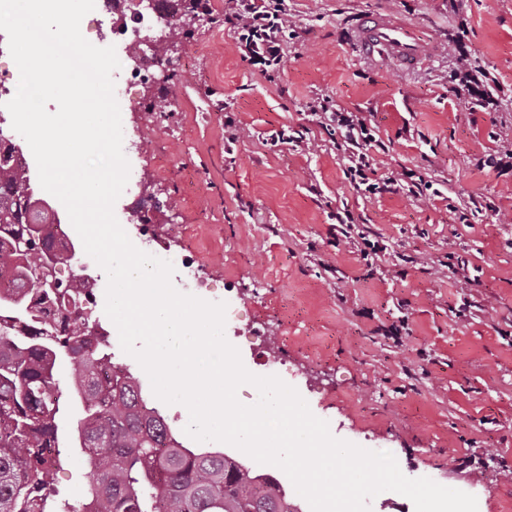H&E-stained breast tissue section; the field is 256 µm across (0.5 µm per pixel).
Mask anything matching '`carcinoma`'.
Wrapping results in <instances>:
<instances>
[{
	"mask_svg": "<svg viewBox=\"0 0 512 512\" xmlns=\"http://www.w3.org/2000/svg\"><path fill=\"white\" fill-rule=\"evenodd\" d=\"M25 172L0 151V278L13 292L0 299V512H87L55 484L76 450L92 469L102 512H292L267 477L222 453L182 447L143 394L135 376L112 361L107 339L92 346L86 322L71 316L90 279L75 276L53 292L38 270L42 247L21 253L28 220L53 217L29 210ZM74 366L75 392L55 379Z\"/></svg>",
	"mask_w": 512,
	"mask_h": 512,
	"instance_id": "1",
	"label": "carcinoma"
}]
</instances>
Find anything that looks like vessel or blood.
<instances>
[{"label": "vessel or blood", "instance_id": "1", "mask_svg": "<svg viewBox=\"0 0 512 512\" xmlns=\"http://www.w3.org/2000/svg\"><path fill=\"white\" fill-rule=\"evenodd\" d=\"M356 43L365 58L376 62L411 66L421 57L416 28L385 15L367 17L357 30Z\"/></svg>", "mask_w": 512, "mask_h": 512}]
</instances>
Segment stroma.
I'll return each mask as SVG.
<instances>
[{
	"label": "stroma",
	"instance_id": "stroma-1",
	"mask_svg": "<svg viewBox=\"0 0 512 512\" xmlns=\"http://www.w3.org/2000/svg\"><path fill=\"white\" fill-rule=\"evenodd\" d=\"M224 2L209 0L178 43L166 85L117 98L123 131L141 140L124 151L130 177L167 204L152 234L201 252L199 298L238 289L225 334L248 371L262 372L241 340L257 328L287 353L286 384L334 437L474 495L478 512H512V174L478 166L512 145V0H288L284 65L268 77L239 50ZM371 14L417 27L416 69L360 55L353 35ZM460 40L493 80L498 111L455 97ZM322 98L370 119L381 173L414 174L434 195L357 193L336 134L312 113ZM284 130L301 143H279ZM344 211L353 227L333 237ZM363 232L385 251L362 258ZM89 269L91 320L140 372L104 312L107 276ZM400 316L408 333L397 344L384 329Z\"/></svg>",
	"mask_w": 512,
	"mask_h": 512
}]
</instances>
